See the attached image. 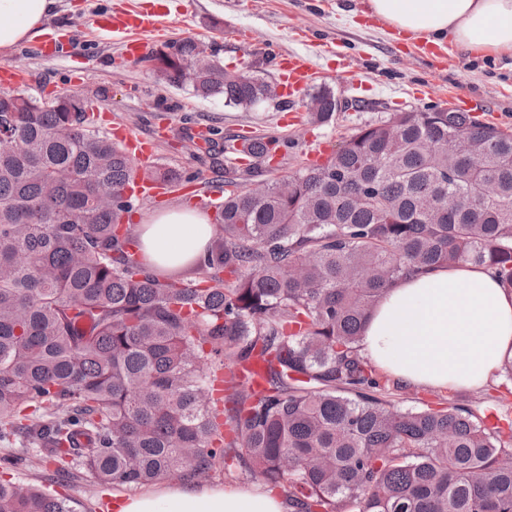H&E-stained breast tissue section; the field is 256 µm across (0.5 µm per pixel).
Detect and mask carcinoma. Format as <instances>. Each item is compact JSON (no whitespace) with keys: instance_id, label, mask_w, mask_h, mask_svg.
I'll use <instances>...</instances> for the list:
<instances>
[{"instance_id":"obj_1","label":"carcinoma","mask_w":512,"mask_h":512,"mask_svg":"<svg viewBox=\"0 0 512 512\" xmlns=\"http://www.w3.org/2000/svg\"><path fill=\"white\" fill-rule=\"evenodd\" d=\"M198 54L192 37L170 41L152 71L179 88L191 67L195 95L245 108L276 93ZM316 97L328 124L338 101ZM254 139L253 162L223 169L206 250L159 274L127 251V188L194 176L138 166L82 95L0 93V443L133 488L248 474L296 512H512V419L396 408L388 395L408 386L360 352L371 309L408 274L488 265L512 288V132L392 112L274 178L280 139ZM256 353L261 391L230 377ZM23 461L0 457V512H73L6 478Z\"/></svg>"}]
</instances>
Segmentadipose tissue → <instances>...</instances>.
<instances>
[{"label": "adipose tissue", "mask_w": 512, "mask_h": 512, "mask_svg": "<svg viewBox=\"0 0 512 512\" xmlns=\"http://www.w3.org/2000/svg\"><path fill=\"white\" fill-rule=\"evenodd\" d=\"M56 0H0V51L41 34ZM363 17L408 42L474 59L512 53V0H362ZM214 232L206 215L179 206L139 228L159 271L183 268ZM362 353L393 379L440 390L484 389L512 359V290L484 266L434 267L399 280L372 310ZM115 512H295L262 486L176 481L112 493Z\"/></svg>", "instance_id": "ef3b65f1"}]
</instances>
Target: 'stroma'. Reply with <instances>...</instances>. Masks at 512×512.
Masks as SVG:
<instances>
[{
    "label": "stroma",
    "mask_w": 512,
    "mask_h": 512,
    "mask_svg": "<svg viewBox=\"0 0 512 512\" xmlns=\"http://www.w3.org/2000/svg\"><path fill=\"white\" fill-rule=\"evenodd\" d=\"M140 0H57L45 30H58L74 42L72 55L45 60L20 46L0 52V70L24 67L27 90L75 91L95 99L111 123L155 139V163L195 174L199 183L216 178L212 155L224 138L244 132L270 133L285 143L274 159V176L289 174L308 162L314 150L331 154L336 145L368 122L391 112H419L454 104L463 96L476 101L486 120L512 130V56L474 60L431 56L389 37L380 23L352 19L360 0H169L160 30L150 37L158 47L192 36L215 49L225 67L260 70L270 83L278 73L267 52L307 53L317 75L309 93L331 90L339 109L331 124L314 122L304 101H297V122L267 104L249 109L225 105L223 98L196 97L157 82L148 62L128 60L119 37L97 32L90 17L121 12ZM218 129L211 150L199 137ZM400 408H439L450 403L483 412L486 402L512 412V392L489 386L482 391L438 390L413 386L394 394Z\"/></svg>",
    "instance_id": "obj_1"
}]
</instances>
